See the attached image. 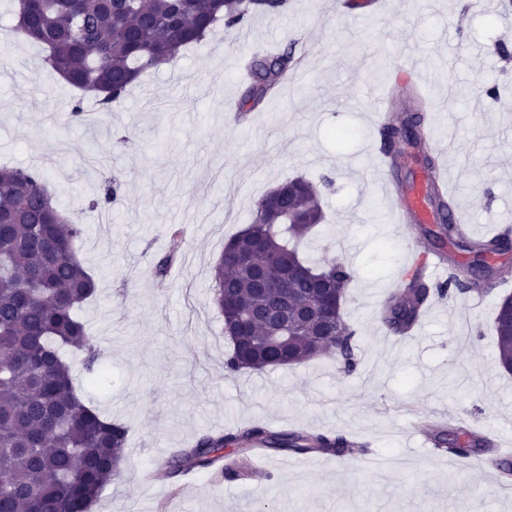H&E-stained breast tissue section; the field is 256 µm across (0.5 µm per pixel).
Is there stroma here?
Instances as JSON below:
<instances>
[{
  "label": "stroma",
  "instance_id": "35a3bbf8",
  "mask_svg": "<svg viewBox=\"0 0 512 512\" xmlns=\"http://www.w3.org/2000/svg\"><path fill=\"white\" fill-rule=\"evenodd\" d=\"M500 0H288L277 16L248 19L255 45L303 52L299 71L243 121L229 118L245 84L236 32L207 37L177 68L144 72L96 132L69 121L74 100L101 107L42 65V50L12 35L10 0H0V165L40 170L60 210L85 233L80 257L95 296L80 312L99 351L103 382L89 387L82 354L71 358L84 394L128 429L125 464L93 512H512V496L475 468L407 432L413 411H447L469 429L512 446V374L496 358L493 315L503 288L488 292L467 336L431 307L414 335L389 333L376 309L400 288L405 240L415 224L388 221L371 172L373 125L361 101L383 89L389 53L401 44L430 72L429 97L451 95L452 144L441 152L470 233L512 225V13ZM498 87V96L488 88ZM50 153L55 168L44 167ZM121 183L112 208L95 207L107 177ZM330 177L326 222L304 252L313 263L349 265L344 308L356 329L357 371L321 356L296 367L224 373L230 349L214 303L212 272L228 238L251 222L273 186ZM183 228L165 277L153 265ZM259 422L280 429L343 434L363 454L309 469L257 458L248 480L198 473L140 479L141 471L205 433Z\"/></svg>",
  "mask_w": 512,
  "mask_h": 512
}]
</instances>
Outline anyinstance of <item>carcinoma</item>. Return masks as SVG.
<instances>
[{
    "instance_id": "obj_1",
    "label": "carcinoma",
    "mask_w": 512,
    "mask_h": 512,
    "mask_svg": "<svg viewBox=\"0 0 512 512\" xmlns=\"http://www.w3.org/2000/svg\"><path fill=\"white\" fill-rule=\"evenodd\" d=\"M29 24L16 21L18 39L46 51L47 64L70 85L102 91L99 103L113 102L150 68L175 66L187 45L224 29L229 33L255 13L278 15L288 0H37ZM300 64L293 48L252 51L247 88L238 111L253 112L277 92ZM400 97L377 130L380 148L418 146L417 131L428 118V97L397 85ZM256 203L250 224L224 242L214 267V301L223 312L231 349L224 372L238 374L288 367L328 354L347 374L357 362L355 331L343 307L353 270L343 262L316 267L301 255L300 244L324 221L319 186L295 178ZM118 179L99 188L98 203L111 207L119 197ZM431 204L443 218L439 231L424 230L437 249L458 245L472 255L456 264L444 284L430 285L412 275L405 287L379 308L384 327L410 333L431 298L464 295L478 282L464 269L487 271L485 283L509 278L506 266L486 258L512 247V225L471 237L448 222L452 206L439 188ZM0 512H90L103 488L125 460L128 427L105 416L86 400L72 378L69 352L84 355L92 367L98 355L78 311L96 293V281L80 259L79 224L62 216L42 175L22 168L0 169ZM262 269L264 285L256 280ZM291 300L288 334L278 333L260 314L283 296ZM500 300L493 321L500 365L512 371V310ZM436 448L458 458L496 465L504 479L498 449L485 435L461 426L434 435ZM273 454H326L342 458L366 444L343 435L307 430L273 432L253 423L228 433H211L176 451L168 475L178 477L213 468L230 447L246 456L255 447Z\"/></svg>"
}]
</instances>
